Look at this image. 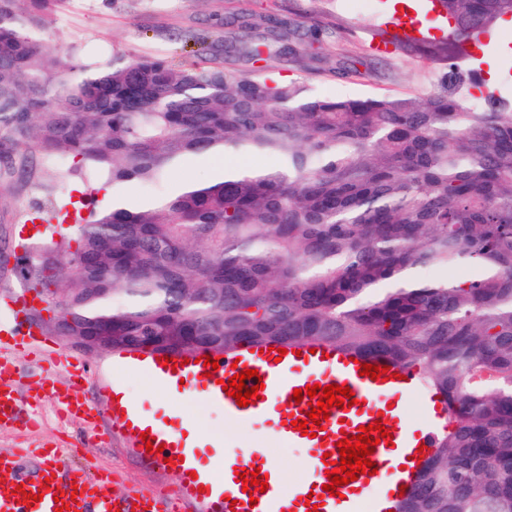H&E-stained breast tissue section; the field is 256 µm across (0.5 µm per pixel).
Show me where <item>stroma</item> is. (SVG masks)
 <instances>
[{"label":"stroma","instance_id":"35a3bbf8","mask_svg":"<svg viewBox=\"0 0 512 512\" xmlns=\"http://www.w3.org/2000/svg\"><path fill=\"white\" fill-rule=\"evenodd\" d=\"M362 12H354L349 0H64L63 6L45 22V42L63 52L82 56L95 50H118L127 58L145 56L180 60L181 34L195 31L206 36L211 51L225 59L232 49L231 39L258 40L255 29L229 30L227 23L239 13L264 16L279 13L290 5L301 33L299 45L309 55L322 58L344 52L360 61L354 77H336L320 71H296L286 63L269 61L272 76L306 81L321 95L414 96L423 97L448 88L442 71L420 58L391 57L368 47L361 29L377 22L379 16L409 14L427 22L425 11L396 5L394 0H368ZM342 16L356 26L354 34L328 35L322 42L308 44L305 29L314 22ZM486 58L495 60L498 76L493 85L512 90V24H497L486 32ZM81 183L71 162L39 166L26 178L6 173L0 165V254L7 258L0 265V297L26 294L27 288L17 268L22 263L19 231L25 214L39 212L43 220L52 221L51 202L56 192L73 193ZM0 325L18 326L48 339L46 349L19 351L0 363V380L14 389L19 420L0 427V451L21 450L16 472L33 475L47 460L48 449H55L64 468L77 467L100 476L110 477L109 490L122 498L135 491L179 495V476L174 469L159 470L146 466L131 450L126 438L115 431L112 422V386L120 384L146 409L157 416L177 414L192 422L195 429L219 434L227 446L246 439L263 448L278 461L285 489H294L307 471V449L285 446L265 424H233L224 414L199 400H175L159 390L138 371L121 365L120 355H93L65 341L48 323L31 313L18 316L0 312ZM51 375L58 390L76 388L97 417L85 422L70 414L65 405L40 395L38 383Z\"/></svg>","mask_w":512,"mask_h":512}]
</instances>
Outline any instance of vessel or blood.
Returning <instances> with one entry per match:
<instances>
[{"label":"vessel or blood","instance_id":"vessel-or-blood-1","mask_svg":"<svg viewBox=\"0 0 512 512\" xmlns=\"http://www.w3.org/2000/svg\"><path fill=\"white\" fill-rule=\"evenodd\" d=\"M386 40L421 41L434 38L437 28L423 27L417 21L403 16L384 22ZM145 374L159 384L169 385L178 398L191 397L217 407L230 422L248 423L267 421L276 434L288 445L310 449L309 476L303 494L297 495L294 512H392L402 488L412 486L420 468L419 447L434 448L443 429L442 423L427 420L418 429L407 425L405 404L420 388L415 370H400L387 359L373 358V365L389 367L391 372H404V379L376 381L361 373L359 364L349 354L326 348L301 349L300 353L279 355L278 351H258L242 348L236 354L221 356L220 368L211 376H204L202 364L190 362L177 368L166 366L164 355L152 353ZM254 369L258 378L245 380V387L263 382L262 397L254 404L242 407L222 387L223 380L234 376L236 370ZM336 384L352 389L355 405L348 409L332 407L324 423L322 435L309 438L295 430L293 422L305 418L310 407L307 402H295L293 392L306 385ZM135 414L143 419V426L129 425L122 416L120 404L112 406V420L119 435L131 440L133 448L141 453L143 461L154 467H163L166 458H176L181 493L177 500L164 499L147 493H133L125 498H113L103 481L88 476L84 471L71 470L66 476L47 466L40 477L25 481L26 492L36 494L33 506L18 503L13 486H0V512H55L57 504L69 505L72 512H188L191 506L201 504L206 512H282L284 493L274 466L258 452L249 457L226 458L218 485L220 497L199 492L197 476L204 468L198 457L196 442L189 427L181 419L156 422L142 405H135ZM381 421L390 428V444H378L371 456L377 472L359 475L358 479L341 486L339 495L324 491L328 481L326 472L339 461L338 441L345 435L359 434L362 426ZM149 430L163 453L150 454L141 438L142 430ZM261 471L267 475L268 488L260 494L257 505H250V496L243 492L238 474Z\"/></svg>","mask_w":512,"mask_h":512}]
</instances>
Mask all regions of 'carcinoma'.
Instances as JSON below:
<instances>
[{
	"label": "carcinoma",
	"mask_w": 512,
	"mask_h": 512,
	"mask_svg": "<svg viewBox=\"0 0 512 512\" xmlns=\"http://www.w3.org/2000/svg\"><path fill=\"white\" fill-rule=\"evenodd\" d=\"M441 38L397 41L449 82L463 43L512 0H439ZM61 0H0V150L76 164L87 218L33 241L20 276L58 318L112 324L117 350L317 345L416 369L451 427L398 512H512V107L459 93L343 99L201 54L83 62L39 29ZM241 43L297 57L292 19ZM263 154L211 184L169 174L198 155ZM112 185L100 208L98 184ZM138 186L152 198L126 202ZM462 265L475 278L422 279Z\"/></svg>",
	"instance_id": "cac0c4a2"
}]
</instances>
